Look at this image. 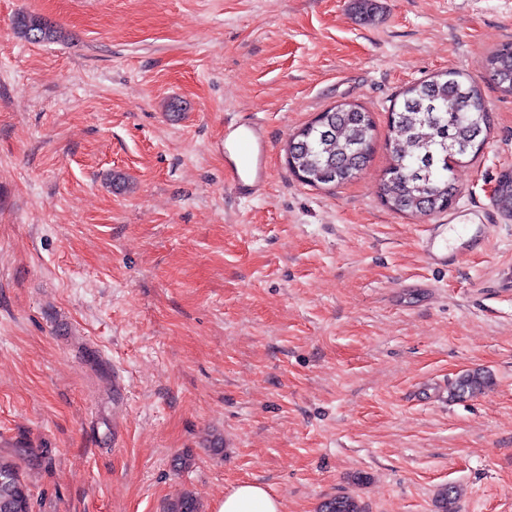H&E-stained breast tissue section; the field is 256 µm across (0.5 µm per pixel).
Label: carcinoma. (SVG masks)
Listing matches in <instances>:
<instances>
[{
    "label": "carcinoma",
    "mask_w": 512,
    "mask_h": 512,
    "mask_svg": "<svg viewBox=\"0 0 512 512\" xmlns=\"http://www.w3.org/2000/svg\"><path fill=\"white\" fill-rule=\"evenodd\" d=\"M18 34L30 41H49L57 34L50 21L38 15L15 20ZM490 81L512 94V42H505L487 58ZM395 129L389 150L392 164L378 185V195L389 208L412 215H430L451 206L456 192L454 164L464 155L448 151V144L469 145L475 156L485 143L491 118L479 88L456 71H445L401 93L393 104ZM375 125L367 112L352 104L325 110L321 119L297 131L288 143V165L301 182L331 186L356 178L370 162ZM499 208L512 216V177L499 181L495 191ZM491 382L485 371L461 375L449 392L453 400L473 397ZM458 492H440L441 512H458ZM0 512H31L30 494L16 462L0 455ZM165 512H200L189 492L168 502ZM321 512H363L359 501L338 494L322 505Z\"/></svg>",
    "instance_id": "obj_1"
}]
</instances>
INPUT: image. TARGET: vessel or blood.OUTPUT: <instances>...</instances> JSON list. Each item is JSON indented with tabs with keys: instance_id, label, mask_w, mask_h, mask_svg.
Returning <instances> with one entry per match:
<instances>
[{
	"instance_id": "vessel-or-blood-1",
	"label": "vessel or blood",
	"mask_w": 512,
	"mask_h": 512,
	"mask_svg": "<svg viewBox=\"0 0 512 512\" xmlns=\"http://www.w3.org/2000/svg\"><path fill=\"white\" fill-rule=\"evenodd\" d=\"M270 145L261 123L252 120H228L224 124V157L233 192L242 198L263 193L267 184V158ZM428 263L447 267L454 263L440 244L438 228H430L422 241Z\"/></svg>"
}]
</instances>
